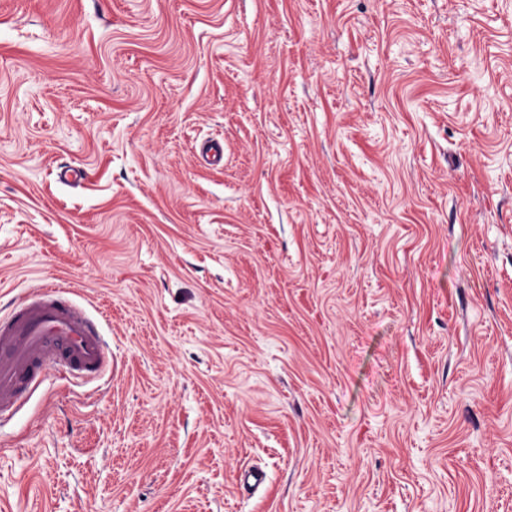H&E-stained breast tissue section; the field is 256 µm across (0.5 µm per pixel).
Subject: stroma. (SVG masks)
Returning <instances> with one entry per match:
<instances>
[{
    "label": "stroma",
    "instance_id": "1",
    "mask_svg": "<svg viewBox=\"0 0 512 512\" xmlns=\"http://www.w3.org/2000/svg\"><path fill=\"white\" fill-rule=\"evenodd\" d=\"M509 187L512 0H0V315L70 286L119 358L0 507L512 512Z\"/></svg>",
    "mask_w": 512,
    "mask_h": 512
}]
</instances>
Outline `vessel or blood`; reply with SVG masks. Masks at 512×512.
Wrapping results in <instances>:
<instances>
[{
  "instance_id": "obj_1",
  "label": "vessel or blood",
  "mask_w": 512,
  "mask_h": 512,
  "mask_svg": "<svg viewBox=\"0 0 512 512\" xmlns=\"http://www.w3.org/2000/svg\"><path fill=\"white\" fill-rule=\"evenodd\" d=\"M114 363L99 322L71 290L43 286L0 319V421L11 420L24 393L48 376L77 385L110 376Z\"/></svg>"
}]
</instances>
